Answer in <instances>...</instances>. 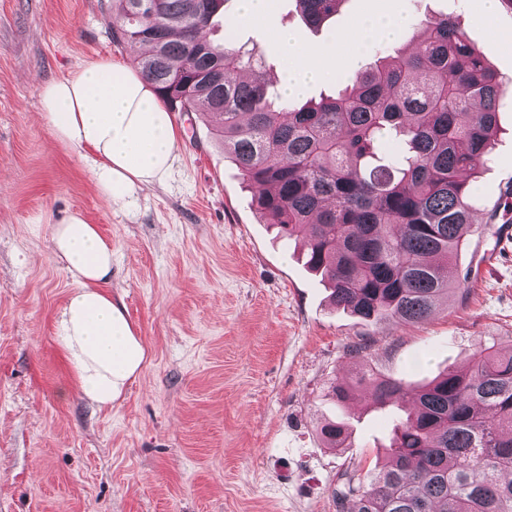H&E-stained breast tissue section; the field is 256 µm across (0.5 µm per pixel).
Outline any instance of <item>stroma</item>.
I'll use <instances>...</instances> for the list:
<instances>
[{"instance_id": "1", "label": "stroma", "mask_w": 512, "mask_h": 512, "mask_svg": "<svg viewBox=\"0 0 512 512\" xmlns=\"http://www.w3.org/2000/svg\"><path fill=\"white\" fill-rule=\"evenodd\" d=\"M115 0H0V512H336L344 471L375 467L401 416L367 391L344 404L329 387L363 372L411 385L472 354L512 342V242L476 232L459 252L468 267L497 257L467 296L440 302L425 321L364 322L330 300L298 242L266 224L209 121L173 119L178 148L164 187L112 206L82 152L51 146L36 121L42 83L100 58L134 67L112 41ZM405 16L408 28L353 53L336 36L371 13ZM227 0L211 34L286 66L275 34L335 43L339 69L306 100L334 94L382 52L408 42L425 16L458 17L504 81L489 161L470 176L474 217L486 223L512 188V0L486 18L481 0H342L320 26L295 0H270L259 20ZM78 212L112 245V280L146 362L111 408L68 393L57 320L73 287L55 260L50 227ZM344 420L350 446L319 434Z\"/></svg>"}]
</instances>
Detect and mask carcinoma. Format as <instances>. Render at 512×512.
Listing matches in <instances>:
<instances>
[{
    "mask_svg": "<svg viewBox=\"0 0 512 512\" xmlns=\"http://www.w3.org/2000/svg\"><path fill=\"white\" fill-rule=\"evenodd\" d=\"M117 45L139 48L141 74L170 112L208 115L257 210L284 239L300 235L306 264L333 303L359 318H427L465 293L454 257L478 231L464 177L487 160L502 80L448 15L429 16L405 49L359 71L335 96L297 105L270 94L254 50L208 38L227 0H118ZM317 26L342 0H296ZM371 401L406 404L385 464L344 472L339 512H512V339L474 353L429 383L360 378ZM345 446L341 422L320 429Z\"/></svg>",
    "mask_w": 512,
    "mask_h": 512,
    "instance_id": "obj_1",
    "label": "carcinoma"
}]
</instances>
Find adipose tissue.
<instances>
[{
  "label": "adipose tissue",
  "instance_id": "ef3b65f1",
  "mask_svg": "<svg viewBox=\"0 0 512 512\" xmlns=\"http://www.w3.org/2000/svg\"><path fill=\"white\" fill-rule=\"evenodd\" d=\"M276 40L287 62L277 78L288 95L335 75L334 47H308L291 31L277 32ZM39 117L53 143L88 151L96 187L119 209L138 191L163 185L175 159L170 112L139 73L107 58L42 84ZM51 244L74 283L57 333L70 365V389L96 408L111 407L146 360L143 343L112 295V246L78 213L52 226Z\"/></svg>",
  "mask_w": 512,
  "mask_h": 512
}]
</instances>
